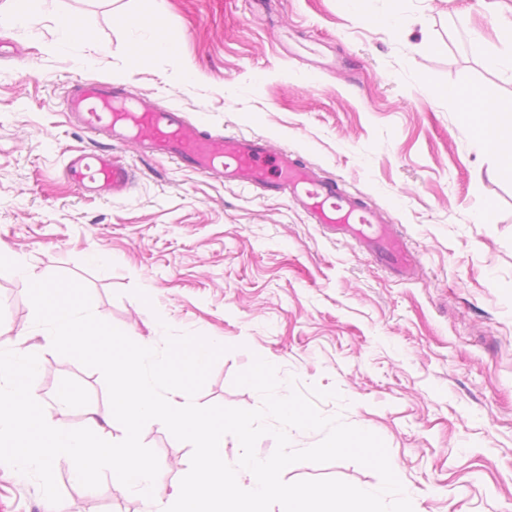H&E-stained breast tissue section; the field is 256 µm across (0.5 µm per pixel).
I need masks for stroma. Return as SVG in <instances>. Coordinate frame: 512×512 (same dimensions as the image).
<instances>
[{"label":"stroma","instance_id":"1","mask_svg":"<svg viewBox=\"0 0 512 512\" xmlns=\"http://www.w3.org/2000/svg\"><path fill=\"white\" fill-rule=\"evenodd\" d=\"M153 29L120 21L143 0H47L35 27L0 26V243L39 274L85 284L98 318L135 342L167 333L228 346L195 401L252 410L262 398L233 383L256 354L277 369L276 393L334 390L318 410L366 424L385 443L418 512H512V183L491 172L461 125L448 88L496 85L512 104V55L497 38L512 0H372L397 7L401 35L377 29L343 0H152ZM76 17L103 45L92 63L46 51L52 15ZM180 60L130 51L152 31ZM194 67L183 80L179 65ZM106 80L136 99L184 112L214 134L271 139L378 208L384 231L415 259L406 278L356 241L326 232L283 198L247 190L138 152L72 124L62 102L80 81ZM129 163L118 197L95 195L64 175L82 151ZM495 221L478 216L485 200ZM95 253L111 270L87 262ZM24 282L0 272V349L20 332L44 360L34 381L49 423L83 427L109 405L102 374L31 335ZM70 383L82 401L50 394ZM141 440L163 470L159 498L188 472L192 447L158 421ZM55 478L50 508L38 482L0 467V512H143L144 503L103 479ZM336 478L376 486L356 462H300L287 482Z\"/></svg>","mask_w":512,"mask_h":512}]
</instances>
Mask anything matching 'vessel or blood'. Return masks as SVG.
<instances>
[{"label":"vessel or blood","instance_id":"obj_1","mask_svg":"<svg viewBox=\"0 0 512 512\" xmlns=\"http://www.w3.org/2000/svg\"><path fill=\"white\" fill-rule=\"evenodd\" d=\"M65 110L77 125L108 140L135 144L143 153L175 160L262 197L290 199L310 223L363 241L394 267L405 270L412 264L401 239L376 231V224L383 221L377 208L293 155L272 154L267 137L212 135L189 123L178 110L131 99L123 87L109 82L76 83L67 94ZM66 176L82 189L119 194L129 186L133 170L107 155L87 152L69 161Z\"/></svg>","mask_w":512,"mask_h":512}]
</instances>
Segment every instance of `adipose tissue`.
<instances>
[{
    "instance_id": "ef3b65f1",
    "label": "adipose tissue",
    "mask_w": 512,
    "mask_h": 512,
    "mask_svg": "<svg viewBox=\"0 0 512 512\" xmlns=\"http://www.w3.org/2000/svg\"><path fill=\"white\" fill-rule=\"evenodd\" d=\"M447 94L456 102L476 147L498 158L493 178L511 182L512 106L500 104L498 91L491 84L472 88L452 87Z\"/></svg>"
}]
</instances>
